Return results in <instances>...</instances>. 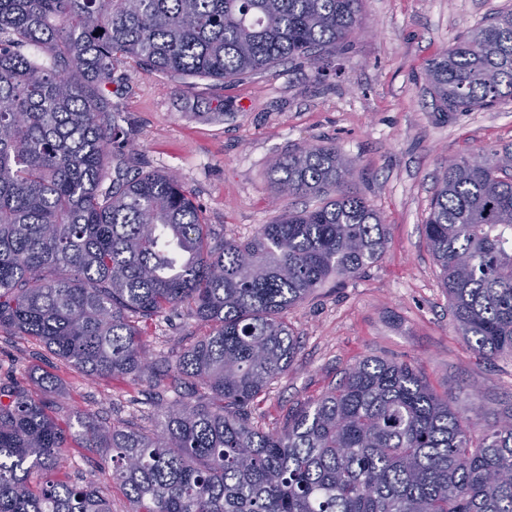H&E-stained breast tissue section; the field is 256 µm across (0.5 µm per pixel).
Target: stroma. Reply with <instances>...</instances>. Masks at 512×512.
Listing matches in <instances>:
<instances>
[{
  "mask_svg": "<svg viewBox=\"0 0 512 512\" xmlns=\"http://www.w3.org/2000/svg\"><path fill=\"white\" fill-rule=\"evenodd\" d=\"M503 9L512 0H364L367 28L321 75L298 59L224 88L204 78L184 88L133 60L120 65L110 100L133 140L131 166L175 175L224 238H249L282 213L284 202L270 193V165L316 145L336 146L353 162L360 194L389 227L376 263L288 311L299 349L255 409L265 430H279L289 407L318 397L368 356L412 363L462 416L481 424L512 407V356L485 358L458 334L423 236L441 161L512 143V99L447 119L434 110L424 69L454 38ZM209 331L186 310L163 313L145 329L147 356L175 361ZM44 372L57 379L53 411L64 420L101 414L149 428L156 402L174 397L164 373L139 385L93 379L35 338L0 332V382L34 392ZM61 475L94 480L112 512H130L110 460L75 446L64 453Z\"/></svg>",
  "mask_w": 512,
  "mask_h": 512,
  "instance_id": "stroma-1",
  "label": "stroma"
}]
</instances>
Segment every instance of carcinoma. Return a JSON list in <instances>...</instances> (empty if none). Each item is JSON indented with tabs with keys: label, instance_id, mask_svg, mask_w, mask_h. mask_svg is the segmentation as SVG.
Returning a JSON list of instances; mask_svg holds the SVG:
<instances>
[{
	"label": "carcinoma",
	"instance_id": "cac0c4a2",
	"mask_svg": "<svg viewBox=\"0 0 512 512\" xmlns=\"http://www.w3.org/2000/svg\"><path fill=\"white\" fill-rule=\"evenodd\" d=\"M363 0H0V331L31 336L92 378L149 375L141 324L185 307L211 326L182 348L193 400L152 429L54 415L0 384V512H112L60 477L75 442L112 461L135 512H512V411L479 431L411 363L365 357L268 433L256 399L297 354L285 314L385 252L389 228L333 145L276 160L287 207L227 240L167 173H108L127 133L105 89L134 59L225 85L286 60L322 74L364 30ZM40 47L45 58L26 55ZM437 112L512 97V10L427 64ZM441 163L424 224L458 333L512 356V146Z\"/></svg>",
	"mask_w": 512,
	"mask_h": 512
}]
</instances>
